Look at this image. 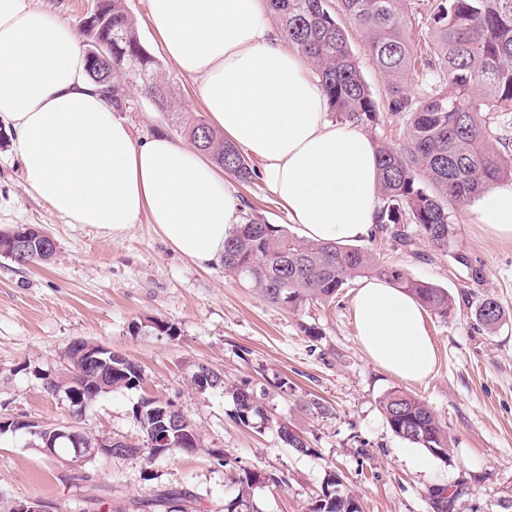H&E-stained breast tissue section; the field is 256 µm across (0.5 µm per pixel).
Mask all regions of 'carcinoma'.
Instances as JSON below:
<instances>
[{
    "label": "carcinoma",
    "instance_id": "1",
    "mask_svg": "<svg viewBox=\"0 0 512 512\" xmlns=\"http://www.w3.org/2000/svg\"><path fill=\"white\" fill-rule=\"evenodd\" d=\"M106 27L118 39L85 31L88 54L112 49V107L123 109L122 79L129 67L138 71L142 96L157 110L172 114V128L209 154L224 172L249 183L255 175L250 159L225 140L203 119L189 120L177 112L171 85L160 75L154 58L142 46L124 0H104ZM268 0L272 18L288 44L309 58L330 111L343 123L369 128L378 124L377 104L366 84L349 44L341 14L363 35L364 47L387 83L389 109L403 114V140L377 141L379 195L383 201L377 228L404 249L417 239L441 252L455 236L452 210L463 208L482 191L498 182L512 181V0H432L428 19L431 31L425 51L415 56L409 31L413 26L407 0ZM429 78L422 96L412 99L405 84L417 76ZM448 84L452 92L442 91ZM25 227L0 233V257L25 266L48 261L56 251L12 254L11 244ZM224 274L253 289L263 300L290 311L310 302L336 297L350 281L377 276L412 295L431 313L446 318L456 310L454 297L434 283L417 279L404 268L379 260L367 249L337 242L302 240L280 226L259 222L254 216L236 225L224 244ZM476 321L495 329L504 312L486 297L474 309ZM143 382L141 367L133 360L112 358V390H133ZM192 382L201 390L224 389V377L206 365L197 366ZM234 419L248 426L265 418L261 398L245 386L232 392ZM391 431L399 438L448 458L452 437L435 414L414 395L402 389L388 391L379 402ZM302 408L321 418L334 415L333 406L318 398ZM141 400L132 409L144 433V447L121 448L115 457L145 451L155 457L150 441L163 432L176 446L173 455L194 453L199 438L179 409L164 418L151 414ZM281 441L295 451L312 452L309 441L298 438L286 424H277ZM336 473L328 475L312 512H359L355 499L343 493ZM200 512L198 499L187 492H164L141 499L133 512Z\"/></svg>",
    "mask_w": 512,
    "mask_h": 512
}]
</instances>
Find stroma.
Here are the masks:
<instances>
[{
  "label": "stroma",
  "instance_id": "1",
  "mask_svg": "<svg viewBox=\"0 0 512 512\" xmlns=\"http://www.w3.org/2000/svg\"><path fill=\"white\" fill-rule=\"evenodd\" d=\"M144 47L169 78L181 111L205 116L196 85L179 73L148 26V0H126ZM349 41L365 82L379 105L372 140L397 138L403 127L391 113L387 85L367 55L360 33ZM127 109L120 117L135 135L172 134L166 113L125 85ZM245 212L297 233L261 179L232 181ZM457 234L449 252L418 243L416 253L397 250L380 233L361 248L414 277L447 288L457 303L445 318L427 314L438 351L434 376L414 383L377 368L363 353L353 319L357 288L349 283L333 301L288 311L225 276L223 267L201 269L174 251L154 225L140 223L120 234L71 224L30 194L11 138L0 127V227L32 224L58 243L49 262L19 266L0 258V418L42 425L70 419L64 393L49 394L45 376L59 375L73 340L112 348L142 369L140 388L101 396L84 413L91 435L134 444L144 436L132 416L140 399L174 402L190 418L200 452L148 458L95 457L78 467L45 455L29 433L0 434V512L16 503L43 501L59 512H115L130 498L163 489H187L205 512H224L246 472L268 474L249 489L255 512H311L329 473L357 501L360 512H435L433 493H454L451 512H512V241L483 232L468 209L455 210ZM465 253L486 273L468 281L453 252ZM492 296L505 312L494 331L475 320L474 307ZM173 323L176 335L155 330ZM224 375L226 390L201 391L191 381L198 365ZM285 377L293 387L274 388ZM244 385L262 396L268 422L235 421L231 390ZM403 388L445 424L453 438L447 459L397 437L379 401ZM318 397L335 409L322 419L301 409ZM287 423L307 438L305 455L285 446L274 428ZM222 450L226 461L213 457Z\"/></svg>",
  "mask_w": 512,
  "mask_h": 512
}]
</instances>
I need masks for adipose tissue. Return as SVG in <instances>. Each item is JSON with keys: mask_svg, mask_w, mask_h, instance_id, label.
<instances>
[{"mask_svg": "<svg viewBox=\"0 0 512 512\" xmlns=\"http://www.w3.org/2000/svg\"><path fill=\"white\" fill-rule=\"evenodd\" d=\"M267 11L266 0H149L148 24L301 236L361 240L379 211L376 149L359 128L328 120L307 57L285 45ZM0 121L14 134L26 188L54 213L112 234L144 219L197 265L222 262L242 221L223 169L163 133L136 141L88 79L75 29L31 0H0ZM470 213L511 241L512 183L487 189ZM352 310L373 364L410 382L433 375L424 310L402 288L364 280Z\"/></svg>", "mask_w": 512, "mask_h": 512, "instance_id": "ef3b65f1", "label": "adipose tissue"}]
</instances>
